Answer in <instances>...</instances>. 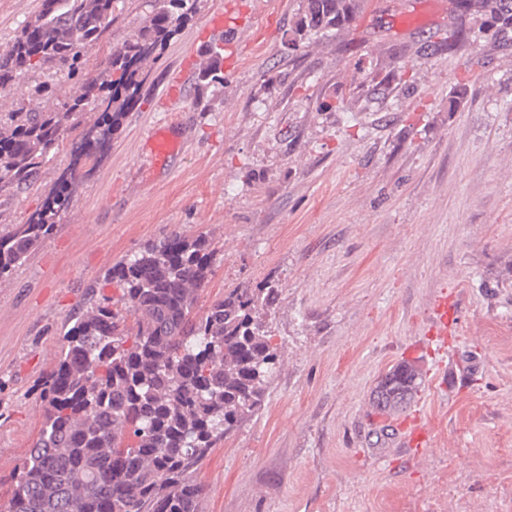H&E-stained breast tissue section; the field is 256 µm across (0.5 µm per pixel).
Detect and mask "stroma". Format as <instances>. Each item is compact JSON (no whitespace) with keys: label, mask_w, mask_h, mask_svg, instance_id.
<instances>
[{"label":"stroma","mask_w":512,"mask_h":512,"mask_svg":"<svg viewBox=\"0 0 512 512\" xmlns=\"http://www.w3.org/2000/svg\"><path fill=\"white\" fill-rule=\"evenodd\" d=\"M225 2L194 0L68 211L0 284V512L68 316L89 285L117 296L106 271L174 230L216 248L196 315L228 288L281 289L265 318L280 368L198 469L201 512H512V29L456 0H360L348 27L293 52L301 0H235L222 79L201 88ZM146 12L131 0L89 62ZM461 25L478 45L448 54ZM166 125L181 149L157 167L145 138ZM74 151L65 139L35 184L1 195L0 224L42 208ZM443 294L456 309L437 343ZM405 360L420 387L379 412L374 390Z\"/></svg>","instance_id":"35a3bbf8"}]
</instances>
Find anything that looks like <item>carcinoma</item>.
<instances>
[{
	"instance_id": "1",
	"label": "carcinoma",
	"mask_w": 512,
	"mask_h": 512,
	"mask_svg": "<svg viewBox=\"0 0 512 512\" xmlns=\"http://www.w3.org/2000/svg\"><path fill=\"white\" fill-rule=\"evenodd\" d=\"M285 41L296 50L312 32L341 29L358 0H305ZM189 0H146L136 33L93 66L86 50L123 12L126 0H40L38 10L0 50V89L25 72L51 71L28 90V104L0 113V195L34 184L67 133L92 104L95 127L109 142L126 108L140 100V63L155 54L188 16ZM512 27L509 0H463ZM197 82L218 80L224 48L207 49ZM65 80L75 89L58 112L43 107ZM75 172L50 189L42 209L21 224L0 226V280L21 265L71 204ZM213 241L174 230L147 242L109 269L116 300L83 306L64 333L56 364L39 382L41 433L14 480L8 512H199L205 488L194 479L218 443L265 406L277 369L261 312L280 293L268 280L231 288L196 319L213 274ZM419 373L401 362L378 384L377 405L409 401Z\"/></svg>"
}]
</instances>
